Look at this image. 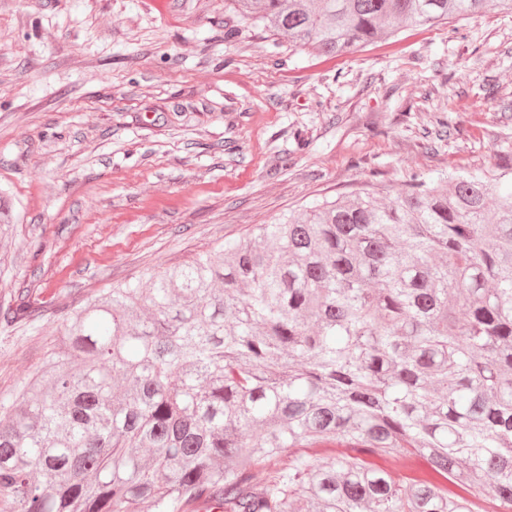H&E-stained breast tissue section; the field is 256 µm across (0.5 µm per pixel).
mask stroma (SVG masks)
I'll return each mask as SVG.
<instances>
[{
	"label": "stroma",
	"mask_w": 512,
	"mask_h": 512,
	"mask_svg": "<svg viewBox=\"0 0 512 512\" xmlns=\"http://www.w3.org/2000/svg\"><path fill=\"white\" fill-rule=\"evenodd\" d=\"M500 152L511 12L328 59L225 0H0V398L89 297Z\"/></svg>",
	"instance_id": "1"
}]
</instances>
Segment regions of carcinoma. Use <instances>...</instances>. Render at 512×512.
Segmentation results:
<instances>
[{
  "label": "carcinoma",
  "instance_id": "carcinoma-1",
  "mask_svg": "<svg viewBox=\"0 0 512 512\" xmlns=\"http://www.w3.org/2000/svg\"><path fill=\"white\" fill-rule=\"evenodd\" d=\"M496 2L229 7L336 58ZM56 335L0 399V512H512V161L290 212Z\"/></svg>",
  "mask_w": 512,
  "mask_h": 512
}]
</instances>
